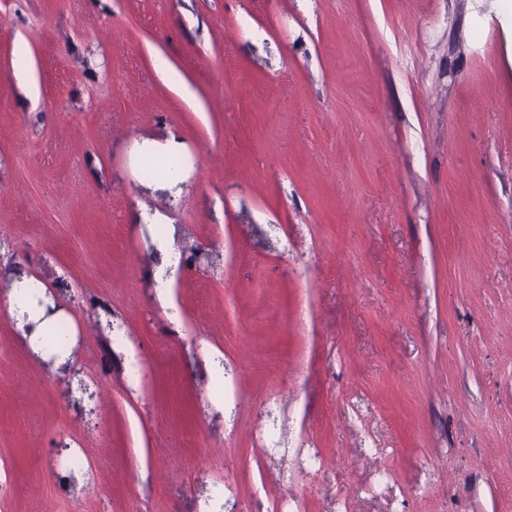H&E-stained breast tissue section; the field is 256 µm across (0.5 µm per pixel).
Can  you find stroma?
I'll use <instances>...</instances> for the list:
<instances>
[{"instance_id":"35a3bbf8","label":"stroma","mask_w":512,"mask_h":512,"mask_svg":"<svg viewBox=\"0 0 512 512\" xmlns=\"http://www.w3.org/2000/svg\"><path fill=\"white\" fill-rule=\"evenodd\" d=\"M23 271L72 334L0 311V512H512V0H0ZM156 246L159 250L161 262L155 273L156 280L158 282V288H165L168 278L165 277L167 269L171 266H175L179 261V254L173 247L171 240L168 237L160 238L156 242Z\"/></svg>"}]
</instances>
